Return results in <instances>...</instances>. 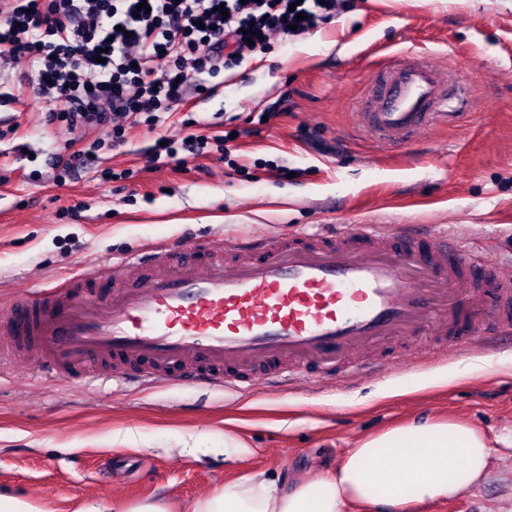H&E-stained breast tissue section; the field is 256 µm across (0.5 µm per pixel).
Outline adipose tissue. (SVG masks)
<instances>
[{"label": "adipose tissue", "mask_w": 512, "mask_h": 512, "mask_svg": "<svg viewBox=\"0 0 512 512\" xmlns=\"http://www.w3.org/2000/svg\"><path fill=\"white\" fill-rule=\"evenodd\" d=\"M490 455L485 436L468 425L412 424L361 440L331 475L290 484L255 471L181 512H343L350 502L399 507L447 499L484 478Z\"/></svg>", "instance_id": "1"}]
</instances>
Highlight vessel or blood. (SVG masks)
Segmentation results:
<instances>
[{
	"instance_id": "b4317fda",
	"label": "vessel or blood",
	"mask_w": 512,
	"mask_h": 512,
	"mask_svg": "<svg viewBox=\"0 0 512 512\" xmlns=\"http://www.w3.org/2000/svg\"><path fill=\"white\" fill-rule=\"evenodd\" d=\"M449 90L421 62L395 65L366 105L386 144L448 119ZM122 276L84 266L68 282L0 310V335L58 378L108 363V378L208 387L273 384L314 368L332 376L431 330L512 331V271H490L447 236L372 224L261 238L203 239L190 250L132 253Z\"/></svg>"
}]
</instances>
